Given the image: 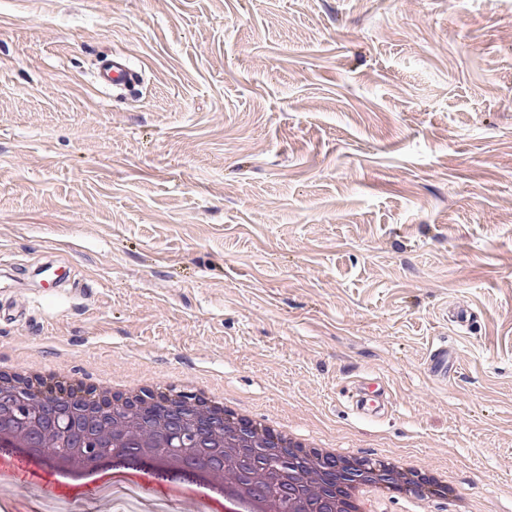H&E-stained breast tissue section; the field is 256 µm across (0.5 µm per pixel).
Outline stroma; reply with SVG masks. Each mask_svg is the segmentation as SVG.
Returning <instances> with one entry per match:
<instances>
[{
  "label": "stroma",
  "mask_w": 512,
  "mask_h": 512,
  "mask_svg": "<svg viewBox=\"0 0 512 512\" xmlns=\"http://www.w3.org/2000/svg\"><path fill=\"white\" fill-rule=\"evenodd\" d=\"M0 257V362L207 380L512 512V0H0ZM95 82L100 87L136 88L141 83V73L130 67L125 58L113 55L102 60L96 70Z\"/></svg>",
  "instance_id": "1"
}]
</instances>
